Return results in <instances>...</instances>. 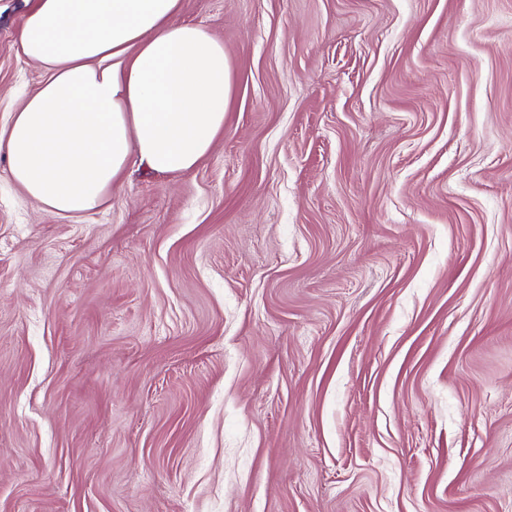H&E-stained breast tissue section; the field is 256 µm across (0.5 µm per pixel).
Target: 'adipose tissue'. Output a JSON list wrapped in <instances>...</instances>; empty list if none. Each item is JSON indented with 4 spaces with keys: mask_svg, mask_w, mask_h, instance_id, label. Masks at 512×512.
Returning <instances> with one entry per match:
<instances>
[{
    "mask_svg": "<svg viewBox=\"0 0 512 512\" xmlns=\"http://www.w3.org/2000/svg\"><path fill=\"white\" fill-rule=\"evenodd\" d=\"M180 0H38L18 36L44 72L0 129L12 180L44 210L100 208L130 160L176 175L224 129L222 42L177 21Z\"/></svg>",
    "mask_w": 512,
    "mask_h": 512,
    "instance_id": "adipose-tissue-1",
    "label": "adipose tissue"
}]
</instances>
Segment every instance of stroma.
Instances as JSON below:
<instances>
[{
	"label": "stroma",
	"mask_w": 512,
	"mask_h": 512,
	"mask_svg": "<svg viewBox=\"0 0 512 512\" xmlns=\"http://www.w3.org/2000/svg\"><path fill=\"white\" fill-rule=\"evenodd\" d=\"M178 18L232 74L194 169L63 217L0 151V512H512V0Z\"/></svg>",
	"instance_id": "1"
}]
</instances>
